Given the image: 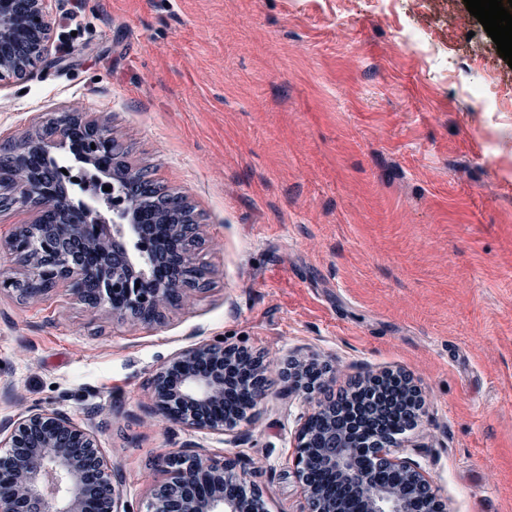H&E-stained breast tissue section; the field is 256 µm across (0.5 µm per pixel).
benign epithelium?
Listing matches in <instances>:
<instances>
[{"mask_svg": "<svg viewBox=\"0 0 512 512\" xmlns=\"http://www.w3.org/2000/svg\"><path fill=\"white\" fill-rule=\"evenodd\" d=\"M140 212L137 205L123 209L118 223L108 235L99 224H82L66 233L78 244L97 252L124 257L112 264V272L101 279L99 288L88 301L98 311L137 323H149L152 315L167 303L190 292L175 281L160 280L153 274L161 257L151 252L139 259L130 258L125 238L139 236ZM4 248L18 263L25 279L41 278L40 255L54 249V242L35 237L31 253L25 254L11 236ZM242 348L222 342L201 343L188 347L169 359L154 376L150 387L152 405L173 420L218 431L233 430L245 417L239 411L227 416L224 407V366L235 361ZM322 370L309 359L290 368L294 390L308 395L321 385ZM325 404L318 402L298 431L296 472L302 480L303 492L313 512H340L336 503L320 498L318 489L306 479L308 459L303 448L310 440V422L319 417ZM8 455L0 458V512H47L49 502L58 501L56 512H120L118 497L98 448L91 435L67 415L53 410L31 411L9 424ZM336 434L325 451V467L362 491L366 512H405L403 493L398 487L372 485L366 474L371 470L362 464V453L374 458L382 456L393 441L367 431L361 436L347 430H331ZM181 465L167 468L168 480L153 490L151 512H245L260 492L247 486L245 472L231 460L183 454ZM404 474L409 489L422 497L424 512H447L446 505L435 495H423L428 481L418 467L407 461H391Z\"/></svg>", "mask_w": 512, "mask_h": 512, "instance_id": "7a95c632", "label": "benign epithelium"}]
</instances>
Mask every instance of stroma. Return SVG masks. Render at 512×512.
I'll use <instances>...</instances> for the list:
<instances>
[{
  "mask_svg": "<svg viewBox=\"0 0 512 512\" xmlns=\"http://www.w3.org/2000/svg\"><path fill=\"white\" fill-rule=\"evenodd\" d=\"M51 34L0 80V141L62 113L105 123L132 168L186 196L207 286L148 325L68 285L22 298L0 250V425L67 413L122 507L149 512L160 459L238 462L266 512H309L294 469L311 405L386 371L419 390L391 456L448 512H512V67L463 0H48ZM417 32L434 56L408 46ZM268 382L228 433L167 419L150 383L217 339ZM322 376L323 372L314 359L297 362L289 371L294 390L308 395L315 394L320 388Z\"/></svg>",
  "mask_w": 512,
  "mask_h": 512,
  "instance_id": "1",
  "label": "stroma"
}]
</instances>
